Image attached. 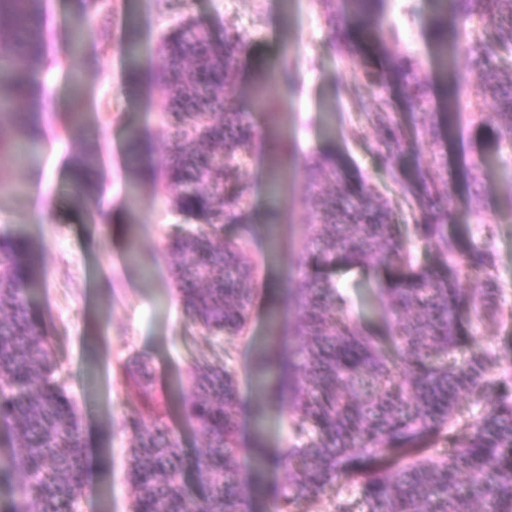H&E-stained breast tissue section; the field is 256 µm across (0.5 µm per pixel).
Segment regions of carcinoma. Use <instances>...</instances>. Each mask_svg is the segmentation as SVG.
<instances>
[{"label":"carcinoma","mask_w":512,"mask_h":512,"mask_svg":"<svg viewBox=\"0 0 512 512\" xmlns=\"http://www.w3.org/2000/svg\"><path fill=\"white\" fill-rule=\"evenodd\" d=\"M371 20L363 41L381 46L398 38L388 0H348ZM424 22L440 53L453 51L482 71L484 98L463 102L464 78L448 80V109L465 105L512 147V0H434ZM42 0H0V107L18 106L0 122V158L18 143L36 145L43 135L33 111L38 76L47 67ZM456 20L447 26V17ZM333 49L360 66L370 87L386 82L383 70L356 52L336 14L328 15ZM247 38L224 32L215 40L189 23L166 31L159 42L164 65L156 83L164 94L163 125L169 143L160 170L129 156L132 174L157 177L173 192V208L196 221L175 229L166 251L178 262L176 287L189 319L211 336H238L246 328L255 292V268L242 247L224 240V225L238 224L245 201L237 191L242 168L255 145L251 109L226 97L238 76ZM399 91L422 111L430 104L429 81L409 55L396 59ZM288 63L262 76L263 86L289 88ZM390 99H373L365 113L382 127L383 159L400 181L393 156L406 147L401 128L387 120ZM84 196L99 194L94 151L73 161ZM345 158L320 155L305 164L304 202L313 216L306 260L329 265L411 264L401 226L375 189L347 174ZM430 220L411 234L444 260L445 273H422L380 286L383 306L394 318L389 354L349 312L328 279L301 280L295 288L298 346L271 348L268 364L280 370L272 392L290 405L291 444L268 456L266 469H283L281 484L261 488L269 512H298L300 503L344 483L354 497L334 512H512V366H504L466 333L461 313L494 316L501 288L494 272L491 239L461 249L448 234L453 221L448 179L428 171L407 190ZM36 245L24 234L0 233V428L17 448L0 465V485L16 488L6 512H78L87 482L81 422L74 403L54 378L51 339L31 311L28 292L37 270ZM474 287L459 286L458 268ZM124 382L140 402L124 429L132 512H247L238 443L240 409L236 379L227 367L205 358L192 364L188 415L204 439L192 462L203 494L184 486L186 460L167 422L168 396L157 389L151 363L122 365ZM478 408L469 418L467 411ZM431 441L439 451L422 454Z\"/></svg>","instance_id":"1"}]
</instances>
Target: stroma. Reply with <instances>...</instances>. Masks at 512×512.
<instances>
[{
	"label": "stroma",
	"instance_id": "obj_1",
	"mask_svg": "<svg viewBox=\"0 0 512 512\" xmlns=\"http://www.w3.org/2000/svg\"><path fill=\"white\" fill-rule=\"evenodd\" d=\"M101 10L87 19L89 41L83 55L63 56L51 47L42 73L56 86V110L33 161L0 162V179L10 183L0 192V231L20 229L38 245L39 270L30 307L50 336L58 369L56 378L76 404L89 457V477L79 512H130L132 487L127 478L123 430L133 403L128 399L118 365L144 358L153 365L159 384L170 397L171 425L186 456L203 441L183 412L191 365L206 357L227 362L236 376L241 403L239 440L243 449L262 446L275 452L288 444V404L270 402L264 385L276 377L261 364L270 346L294 348L288 326L298 315L288 290L304 276L328 277L347 297L354 315L368 331L390 336L392 321L382 309L377 289L400 278L398 267L361 268L345 262L317 267L307 262L304 245L313 219L303 203L304 160L321 152L349 158L367 182L392 204L399 224L419 221L400 185L378 164V133L366 119L372 89L356 66L330 45L324 0H295L293 18L285 16V0H183L168 8L164 0H102ZM432 13L431 0H392L390 14L399 28L382 66L391 57L414 55L429 77L433 113L445 110L446 82L423 26ZM193 22L223 38L234 30L250 38V53L240 77L228 93L263 109L277 97L257 83L258 72L277 68L283 58L295 66L294 87L273 120L262 122L253 154L242 171L240 188L248 201L243 223L224 227L225 240L243 245L259 268L258 292L245 335L215 337L186 318L172 278V260L164 251L167 236L183 216L173 210L170 193L160 182H132L126 166L129 128L139 131L144 160L161 167L167 140L159 133L163 96L145 83L135 94L123 88L130 66L155 75L162 59L159 38L171 26ZM389 117L412 144L397 161L405 175L431 167L436 176L453 181L455 220L450 232L468 243H480L493 229L495 274L502 289L498 317L473 323L480 342L495 351L502 364H512V166L491 127L464 119L459 131L431 142L423 133L424 114L397 98L394 86ZM80 98L85 133L66 131L73 98ZM287 136L292 151L281 158L269 149L271 139ZM99 155L104 191L112 195V211L122 223L103 229L95 204L84 203L65 176L72 157L88 149ZM484 162L485 207L471 201L467 165ZM57 176L55 194L42 200L50 213L45 224L30 220L34 206L31 171Z\"/></svg>",
	"mask_w": 512,
	"mask_h": 512
}]
</instances>
